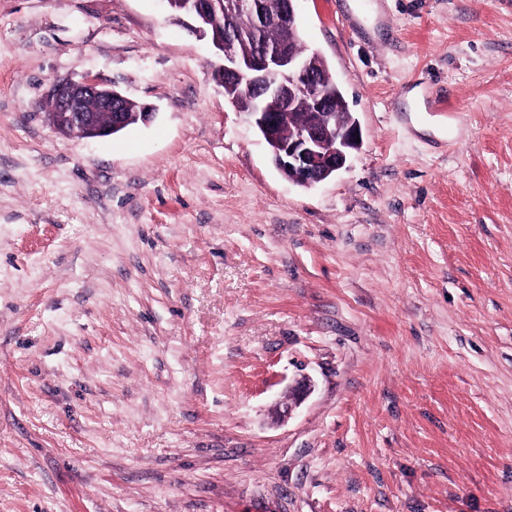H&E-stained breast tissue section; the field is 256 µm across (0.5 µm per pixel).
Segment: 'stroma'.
Returning <instances> with one entry per match:
<instances>
[{
	"instance_id": "obj_1",
	"label": "stroma",
	"mask_w": 512,
	"mask_h": 512,
	"mask_svg": "<svg viewBox=\"0 0 512 512\" xmlns=\"http://www.w3.org/2000/svg\"><path fill=\"white\" fill-rule=\"evenodd\" d=\"M298 14L362 130L309 189L161 0H0V512H512V0ZM85 75L153 121L57 134Z\"/></svg>"
}]
</instances>
